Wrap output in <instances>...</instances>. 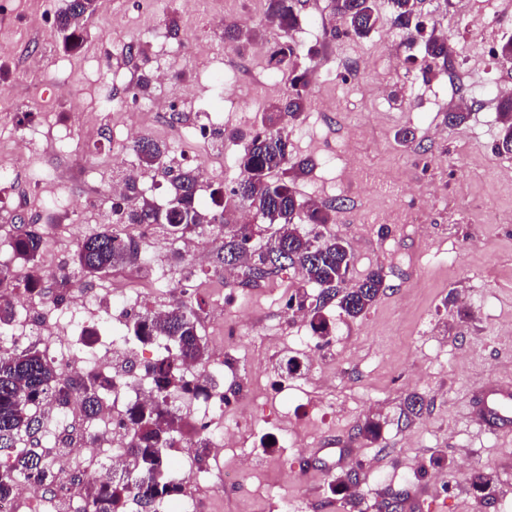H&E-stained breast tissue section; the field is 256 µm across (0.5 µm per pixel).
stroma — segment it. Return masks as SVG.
<instances>
[{
	"label": "stroma",
	"mask_w": 512,
	"mask_h": 512,
	"mask_svg": "<svg viewBox=\"0 0 512 512\" xmlns=\"http://www.w3.org/2000/svg\"><path fill=\"white\" fill-rule=\"evenodd\" d=\"M459 2L423 0L420 21L450 36L457 52L454 71L436 68L426 77L420 35L390 23L386 0L378 3L376 31L363 39L331 37L338 20L330 0L298 4L296 36L302 47L319 48L315 74L335 72L336 82L314 81V101L334 109L304 112L289 136L294 156L311 162L295 187L304 198L336 203L326 232L347 243L354 279L379 268L385 281L360 317L345 316L337 300L325 303L322 313L333 331L304 362L297 391L285 396L277 393L278 368L298 350L291 341L297 329L282 307L301 281L290 270L256 285L223 280L217 260L223 228L203 232V267L163 226L128 224L125 233L142 242L138 264L98 277L57 278L81 239L111 219L105 189L122 176L108 158L120 150L124 129L102 103V84L122 89L151 74L163 50L177 51L166 96L202 116L221 114L214 148L238 157L245 134L285 90L269 57L252 54L254 44L271 49L279 36L260 15L258 0H224L228 15L248 20L255 36L254 44L236 49L225 44L209 11L187 13L182 0H163L149 20L133 0H117L123 27L95 13L74 55L63 51L53 29L30 28L26 16L34 0H15L0 14V44L15 51L0 60V130L36 141L17 159L15 180L0 181V263L13 269L8 288L21 294L33 277L47 297L74 291L92 297L151 269L157 283L145 311L167 305L171 285L191 280L207 347L228 336L237 340L221 369L241 391L240 413L256 421L240 428L239 446L224 463L231 468L242 457L250 469L230 484L214 480L202 512H346L339 482L349 473L357 477L362 512L393 494L401 500L397 512H512V427L490 432L469 416L485 383H512V157L493 149L498 99L512 92V71L490 53L491 44L512 37V0H467L464 8ZM154 27L166 43L153 39ZM193 36L199 47L180 51ZM231 53L250 58V70H227ZM31 54L40 61L29 66ZM463 100L468 121L448 126V109ZM84 113L105 116L99 141L80 132ZM402 127L414 131L412 143L397 142ZM61 143L85 178L70 186L66 207L56 205L42 165L43 155ZM419 211L426 216L422 229L413 223ZM21 223L36 225L46 241L33 270L12 262L6 245ZM413 393L423 397L424 408L409 420L403 403ZM369 420L381 425L378 440L359 433ZM280 427L302 441L300 452L284 461L266 446L267 433ZM477 469L497 478L489 500L469 484Z\"/></svg>",
	"instance_id": "35a3bbf8"
}]
</instances>
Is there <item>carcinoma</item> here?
<instances>
[{
    "label": "carcinoma",
    "mask_w": 512,
    "mask_h": 512,
    "mask_svg": "<svg viewBox=\"0 0 512 512\" xmlns=\"http://www.w3.org/2000/svg\"><path fill=\"white\" fill-rule=\"evenodd\" d=\"M391 22L407 33L424 31L418 21L414 0H388ZM94 0H69L55 18V29L66 49L78 50L83 43L87 19L96 11ZM333 13L342 22L334 36H368L380 17L376 0H333ZM267 20L289 38L299 26L296 0H267ZM251 40L249 31L233 23H224V41L240 44ZM424 57L446 69L455 51L445 35L435 32L423 41ZM296 49L286 44L274 52L271 61L286 80L284 97L269 104L261 118V127L250 135L237 166L239 180L224 194L223 209L210 211L197 198L201 180L199 168L168 169L173 197L165 206L148 200L134 209L120 204L112 214L123 224H161L174 239L203 229L204 225L224 223L226 209L245 201L259 220L275 227L263 244L256 242L258 225L249 224L228 230L224 252L218 261L226 266H244L245 282L257 283L281 271L298 270L305 283L322 288L320 299L339 298V307L350 318H357L373 305L383 290L384 274L370 272L361 282L348 284L351 255L343 240L326 237L317 228L333 223L336 205L312 204L303 199L294 186L291 173L305 170L308 164L295 162L291 145L284 134L286 124L299 119L306 111L312 91L311 72L297 66ZM500 132L494 150L512 154V94L502 95L498 103ZM139 166L155 170L167 153L165 145L142 138L132 146ZM308 225L310 229L300 230ZM43 246V237L32 224L18 225L9 241L15 258L35 264ZM140 258L137 243L116 225L85 236L78 244L73 263L78 271L96 277L117 266ZM310 327L317 336L330 333L329 322L320 305L310 308ZM199 321L191 302L172 306L164 317L152 315L133 320L132 337L139 343L163 338L167 352L150 364L153 375L151 402L133 404L125 415L131 432L130 454L134 471L99 482L87 493L84 512H125L128 497L136 498L141 512H152L153 504L179 494L180 487L169 477L168 448H176L186 435L196 437L198 460L204 461L208 442L202 427L188 417L171 411L167 405L169 389L179 388L196 397L208 399V388L187 379L182 366L187 361L205 362L206 347L198 333ZM82 394L86 417L93 421L112 393V376L94 375L82 381L64 380L46 350L30 343L0 352V498L10 495L17 482L31 475L46 476L57 462L41 448L44 421L37 411L40 404L66 402L71 390ZM494 475L476 470L470 477L473 490L484 493L494 484Z\"/></svg>",
    "instance_id": "carcinoma-1"
}]
</instances>
